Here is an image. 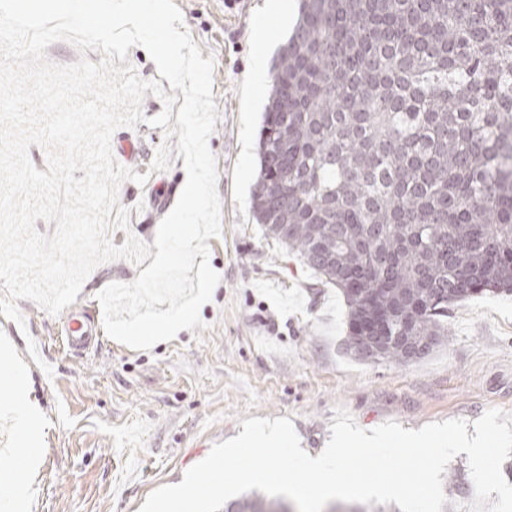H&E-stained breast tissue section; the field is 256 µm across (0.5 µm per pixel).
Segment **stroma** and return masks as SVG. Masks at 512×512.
Returning <instances> with one entry per match:
<instances>
[{
    "label": "stroma",
    "mask_w": 512,
    "mask_h": 512,
    "mask_svg": "<svg viewBox=\"0 0 512 512\" xmlns=\"http://www.w3.org/2000/svg\"><path fill=\"white\" fill-rule=\"evenodd\" d=\"M173 2L202 58L214 60L219 118L208 144L217 159L222 232L208 245L221 281L200 309L202 326L148 351L104 334L89 350L68 351L65 315L28 299L17 302L24 325L0 315V359L25 376L23 401L0 402V440L17 415L33 411L44 421L22 502L10 493L11 467L0 456V500L9 512H139L150 493L180 483L213 444L235 437L242 420L254 417L289 418L302 448L314 452L330 439L340 407L366 430L389 420L414 430L455 418L472 422L492 407L512 413V295L455 306L447 345L421 361L368 364L345 353L342 295L318 286L296 258L268 244L250 204L269 89L249 82V66L257 51L274 57L295 17H267L266 0ZM262 18L273 33L263 46L252 36ZM162 109L159 98L146 95L145 121L112 136L120 154L125 144L134 146L120 164L147 178L119 189L130 229L112 232L118 247L130 233L153 243L164 205L176 204L173 190L186 182L177 137L146 123ZM164 142L170 166L151 170ZM140 272L124 259L98 266L75 309L102 320L97 292ZM31 341L38 357L27 351ZM47 365L52 374L44 373Z\"/></svg>",
    "instance_id": "obj_1"
}]
</instances>
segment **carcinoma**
<instances>
[{"label": "carcinoma", "instance_id": "1", "mask_svg": "<svg viewBox=\"0 0 512 512\" xmlns=\"http://www.w3.org/2000/svg\"><path fill=\"white\" fill-rule=\"evenodd\" d=\"M257 152L256 223L342 294L346 353L434 354L456 305L512 292V0H300Z\"/></svg>", "mask_w": 512, "mask_h": 512}]
</instances>
